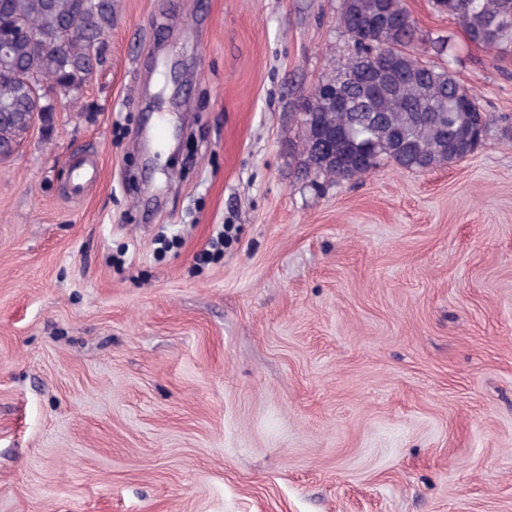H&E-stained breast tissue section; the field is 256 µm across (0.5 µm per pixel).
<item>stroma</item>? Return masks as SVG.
<instances>
[{
    "mask_svg": "<svg viewBox=\"0 0 512 512\" xmlns=\"http://www.w3.org/2000/svg\"><path fill=\"white\" fill-rule=\"evenodd\" d=\"M404 4L485 141L314 185L340 0H116L0 161V512H512V51Z\"/></svg>",
    "mask_w": 512,
    "mask_h": 512,
    "instance_id": "stroma-1",
    "label": "stroma"
}]
</instances>
